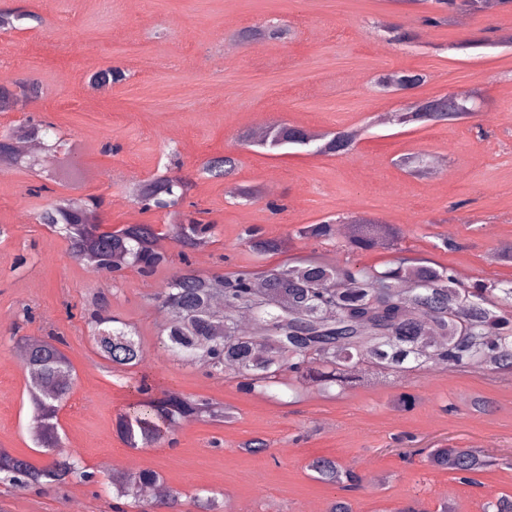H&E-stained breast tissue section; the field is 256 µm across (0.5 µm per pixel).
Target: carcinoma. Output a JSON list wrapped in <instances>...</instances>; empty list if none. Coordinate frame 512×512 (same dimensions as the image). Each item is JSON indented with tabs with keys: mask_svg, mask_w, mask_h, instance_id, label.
<instances>
[{
	"mask_svg": "<svg viewBox=\"0 0 512 512\" xmlns=\"http://www.w3.org/2000/svg\"><path fill=\"white\" fill-rule=\"evenodd\" d=\"M396 2L430 5V14L423 16V22L440 26L449 23L455 13L482 12L485 0ZM16 87L17 94L0 87V112L9 110L18 95L38 96L39 87L33 82L19 81ZM465 116V112H400L396 122L437 123ZM51 132L53 126L30 118L15 135L5 138L15 141L28 137L43 143ZM358 138L356 130L315 134L283 123L270 127L256 143L272 150L311 147L317 154L335 155L353 150ZM236 169L235 158L220 156L205 161L200 175L227 180ZM190 188L191 183L181 177L162 175L133 190L141 210L180 216V221L167 225L166 231L185 261L214 229L194 212L182 211ZM99 206L90 197L63 198L49 204L37 219L67 240L72 258L90 260L99 273L121 271L122 267L114 263L117 257L144 277L169 266L170 255L155 248L160 235L155 225L106 229L97 223ZM297 235L317 242L331 240L336 238V222L307 224ZM388 236L387 225L354 219L345 243L353 251H363L382 245ZM241 240L258 255L285 246L284 241L266 236L257 226L247 227ZM154 302L167 313L161 330L163 348L202 364L212 375L232 376L245 394H264L285 384L297 393L308 387L324 392L333 385L346 388L365 366L397 376L431 367L455 371L480 367L512 373V281L504 284L477 279L460 285L442 266L399 259L382 270L364 265L330 269L309 258L261 272L237 270L216 277L201 275L187 266L154 295ZM243 311L252 318L247 332L237 323ZM83 318L102 360L124 371L138 366L142 347L136 332L112 316L103 296L91 300ZM63 344L61 336L23 338L32 407L29 433L36 447L52 454V460L39 468L0 448V475L8 481L63 485L71 479L93 478V473L60 450L61 437L52 423L72 390V367ZM136 391L139 399L115 421L120 439L132 449L161 442L178 420L224 422L232 418L229 409L210 399L174 391L158 395L146 377ZM426 462L459 474L465 481L498 465L496 458L479 448L448 446L429 449ZM308 468L318 480L343 492L362 488L361 477L334 459L317 457ZM159 480L160 474L153 470L114 473L112 493L119 499H133L140 512H178V492L164 500H140L141 488Z\"/></svg>",
	"mask_w": 512,
	"mask_h": 512,
	"instance_id": "1",
	"label": "carcinoma"
}]
</instances>
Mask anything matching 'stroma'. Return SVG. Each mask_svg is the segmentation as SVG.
Here are the masks:
<instances>
[{
	"instance_id": "stroma-1",
	"label": "stroma",
	"mask_w": 512,
	"mask_h": 512,
	"mask_svg": "<svg viewBox=\"0 0 512 512\" xmlns=\"http://www.w3.org/2000/svg\"><path fill=\"white\" fill-rule=\"evenodd\" d=\"M0 9L26 13L18 28L0 31V86L38 82L24 107L0 112V132L34 117L51 122L72 142L76 180L53 176L45 151L0 164V448L47 464L28 431L32 409L22 360L26 336L60 334L73 368L70 399L58 414L64 453L94 472L91 482L62 486L0 480V512H113V473L130 461L157 471L181 494L180 512H196V496L215 497L223 512H309L335 499L336 487L307 465L326 456L355 465L363 478L352 493L354 512H402L420 501L455 512H485L512 495V468L493 467L466 483L434 468L420 451L438 445L477 447L512 459V374L434 368L402 377L379 375L343 390L294 395L278 386L265 395L242 393L234 379L208 375L164 350L165 320L153 297L182 269L173 263L154 276L123 269L113 278L70 257L60 235L39 224V212L60 197L100 199L99 221L120 228L171 216L142 211L132 184L166 174L189 178V199L214 226L206 260L188 265L208 275L265 269L314 256L334 266L384 268L397 258L448 267L459 283L512 281V264L493 255L512 243V10L493 6L432 27L420 9L392 0H0ZM283 29L277 40L255 31ZM408 40H400V33ZM120 68L122 81L103 88L96 73ZM417 71L426 81L418 98L464 94L462 120L397 125L396 95L378 74ZM287 123L317 132L360 129L354 149L322 155L307 149L267 150L241 141L244 131ZM425 155L431 173L409 174L397 161ZM229 155L231 182L255 187L257 199H230L227 185L199 176L207 159ZM282 212L273 213L270 203ZM364 216L389 225L397 248L353 252L343 237L299 238L306 224L345 223ZM289 239L287 249L258 256L241 234L248 226ZM103 294L112 315L138 334L145 358L131 371L110 372L82 319L92 294ZM157 390L205 397L234 410L231 421H180L169 442L126 447L115 418L136 401L142 377ZM416 402L404 409L400 393ZM491 400L488 411L469 406ZM264 439L265 453L242 443Z\"/></svg>"
}]
</instances>
